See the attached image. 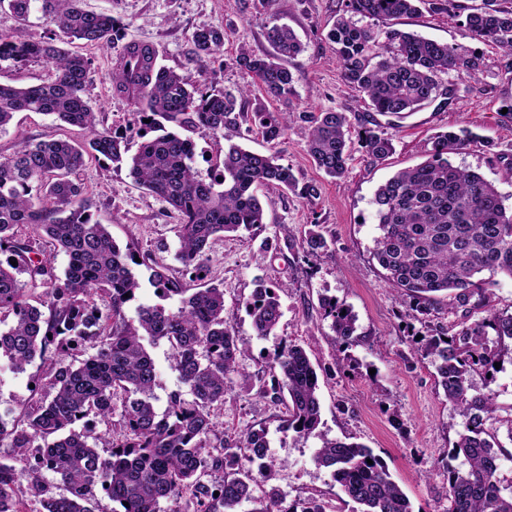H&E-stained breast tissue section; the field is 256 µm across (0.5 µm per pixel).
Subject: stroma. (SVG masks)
Returning <instances> with one entry per match:
<instances>
[{
  "label": "stroma",
  "instance_id": "obj_1",
  "mask_svg": "<svg viewBox=\"0 0 512 512\" xmlns=\"http://www.w3.org/2000/svg\"><path fill=\"white\" fill-rule=\"evenodd\" d=\"M86 9L112 14L125 27L127 41L154 48L159 64L213 88L247 87L251 104L273 111L347 113L351 124L364 117L357 92L342 78L336 53L325 34L344 8L343 0H84ZM290 26L305 45L286 65L294 77L295 93L289 102L267 98L251 75L232 65L240 47L262 53L270 46L264 38L269 17ZM224 32V48L204 69L191 62L192 35L201 28ZM398 27L448 44H471L467 28L448 14L422 6L418 14L401 18ZM74 52L91 62L86 96L100 112L106 127L129 133L128 146L137 150L132 133L139 121L135 107L113 90L111 73L117 51H103L76 41ZM486 68L479 78L453 75L465 93L461 102L431 103L400 119L394 129V150L385 160L367 161L359 143H352L348 171L332 179L316 169L306 152L300 124H292L279 147L282 164L291 168L298 191L265 188V222L243 237L214 239L205 252L211 282L224 288V319L247 344L239 359V373L228 378L230 390L215 412L218 431L238 437L265 430L275 459L272 482L286 503L311 496L321 498L327 512H356L328 470L313 457L318 440L278 429L285 406L268 395L279 370L275 350L288 341L306 348L317 367L322 403L321 429L328 438L350 437L372 449L391 477L408 496L413 512H447V470L443 452L452 448L465 429V417L450 410L436 379L431 360L420 358L412 335L421 334L420 320L401 317L400 304L371 251L376 229L372 198L375 189L398 170L425 161L431 137L443 130L469 128L494 142V149L471 144L452 155L454 165L473 169L495 183L512 200V180L491 162L492 151L512 150V122L499 109L512 101V57L492 45H480ZM49 136L83 140L76 127L60 126L53 118L21 112L13 126L0 135V156H9L17 138ZM88 197L96 204L94 217L107 224L114 240L140 251L159 252L175 265L178 216L161 197L137 187L126 167L89 160L80 174ZM317 186L314 196L302 186ZM318 224L328 249L317 258L306 257L302 238ZM280 283L282 317L274 336H254L245 302L257 281ZM333 296L356 314L360 341L340 350L330 322L322 316L320 299ZM43 366L34 363L25 372L0 367V411L18 407L29 396V386L41 377ZM249 381H242V374ZM477 390L492 387L499 405L497 430L506 431L512 418V359L502 358L493 382L475 373Z\"/></svg>",
  "mask_w": 512,
  "mask_h": 512
}]
</instances>
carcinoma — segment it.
I'll use <instances>...</instances> for the list:
<instances>
[{
  "label": "carcinoma",
  "instance_id": "1",
  "mask_svg": "<svg viewBox=\"0 0 512 512\" xmlns=\"http://www.w3.org/2000/svg\"><path fill=\"white\" fill-rule=\"evenodd\" d=\"M421 2L345 0L347 13L327 32L345 84L362 94L368 108L358 141L373 163L393 151V136L373 114L400 119L440 97L458 100L459 88L443 77L464 72L475 79L486 68L476 48L394 27ZM1 8L20 23L35 10L58 33L38 42L0 34V60L37 59L51 69L46 83L0 84V134L16 113L37 112L81 129L85 139L20 138L12 154L0 158V324L12 318L0 329V356L16 373L41 361L47 389L44 395L33 392L19 422L0 418V443L14 449L0 456V512H24L21 487L39 512H96L101 492L119 505L112 512H161L163 503L169 512H237L243 503L253 505L250 512H326L316 497L283 507L279 488L270 483L272 466L260 464L256 476L245 468L268 457L265 431L238 439L218 436L214 409L224 405L226 379L238 372L243 342L224 321V289L206 281L203 256L214 238L264 223L260 188L296 189L292 169L279 163L276 151L294 119L306 123L304 139L315 167L332 178L343 176L347 113L251 111L249 90L204 88L157 64L152 48L122 43L124 29L112 15L85 9L81 0H0ZM462 24L474 40L512 56V0H482ZM264 36L272 51L256 54L243 47L232 65L252 74L268 96L286 101L294 94V79L284 62L304 46L274 19ZM68 39L103 50L121 46L112 85L138 109L140 145L134 155L126 156L127 136L104 127L85 98L91 62L67 49ZM192 44L191 61L200 65L221 50L224 32L199 29ZM248 123L274 151L252 152L229 139L222 160L205 174L196 166L195 144L178 132L190 126L216 136ZM477 139L464 128L437 133L429 159L379 186L372 200L379 230L373 257L399 303L421 316L425 333L415 341L417 352L433 359L448 405L467 419L451 448L459 464L448 467V512H512V484L503 485L500 476L501 460L512 459V452L487 426L499 407L492 392L470 383L472 374L495 371L494 363L512 352V312L491 307L494 282L480 277L488 271L512 278V212L492 181L449 160ZM92 158L127 165L135 185L178 213L180 276L149 254L136 262L135 251L119 247L107 225L94 218V204L78 180ZM21 227L33 235L22 234ZM319 228L311 225L303 239L310 256L327 248ZM38 238L67 256L64 277ZM138 264L149 271L159 297L178 298L177 307L139 305L136 318H127V306L141 288ZM38 288L39 296L28 294ZM282 288L261 282L246 301L255 336L267 338L276 330ZM320 305L331 319L336 345L355 346L352 309L332 296L322 297ZM444 307L485 315L449 327L435 320ZM159 340L169 344L188 388L169 392L162 413L155 407L157 366L145 346ZM273 361L280 377L270 390L287 409L280 429L320 439L314 463L330 470L344 495L362 506L360 512H412L407 495L371 449L322 436L319 377L307 350L290 342ZM118 399L119 432L109 428L92 437L76 430L90 416L112 423ZM47 474L66 494L53 491Z\"/></svg>",
  "mask_w": 512,
  "mask_h": 512
}]
</instances>
